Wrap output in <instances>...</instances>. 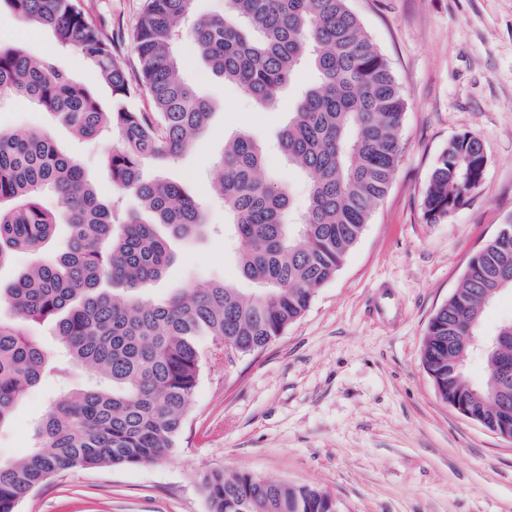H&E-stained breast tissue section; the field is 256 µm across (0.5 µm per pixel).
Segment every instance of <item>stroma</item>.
<instances>
[{"instance_id": "obj_1", "label": "stroma", "mask_w": 512, "mask_h": 512, "mask_svg": "<svg viewBox=\"0 0 512 512\" xmlns=\"http://www.w3.org/2000/svg\"><path fill=\"white\" fill-rule=\"evenodd\" d=\"M387 59L407 103L401 158L388 191L336 278L306 314L253 355L207 356L174 451L136 467H92L48 479L19 512H209L199 478L245 470L333 493L342 512H512V440L466 420L435 393L420 354L426 326L470 256L512 217V0H349ZM135 72L133 30L144 0H84ZM184 72L213 105L206 132L168 170L209 223L224 221L210 192L224 141L238 131L272 142L299 90L303 66L275 109L225 83L191 42ZM0 128L49 129L98 193L112 198L104 157L115 139L75 138L25 102L0 104ZM476 135L488 157L479 189L447 222L420 202L449 140ZM176 262L151 290L239 279L223 233L172 240ZM32 388L0 430V461L36 446L39 418L59 396Z\"/></svg>"}]
</instances>
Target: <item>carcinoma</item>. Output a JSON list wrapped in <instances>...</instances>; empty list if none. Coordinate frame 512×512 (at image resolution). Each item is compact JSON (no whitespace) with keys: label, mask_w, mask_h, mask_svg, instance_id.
<instances>
[{"label":"carcinoma","mask_w":512,"mask_h":512,"mask_svg":"<svg viewBox=\"0 0 512 512\" xmlns=\"http://www.w3.org/2000/svg\"><path fill=\"white\" fill-rule=\"evenodd\" d=\"M195 0H145L133 33L132 78L112 44L87 18L81 0H0L59 50L92 65L110 92L104 106L73 79L56 53L32 56L0 44V100L16 98L54 117L81 139L112 129L106 155L119 195L137 196L139 211L102 201L80 163L42 130H0V267L15 253L47 250L58 227L66 244L50 262L19 271L0 286V428L27 391L77 366L95 379L58 398L38 429L39 446L0 464V512L53 475L100 466L164 460L176 447L203 362L201 343L234 354L256 353L310 307L333 280L384 198L398 167L406 102L388 62L349 10L347 0H225L224 15L193 18ZM261 107L273 108L306 63L316 74L294 102L278 144L306 177L307 204L291 217L286 185L263 175L264 146L240 131L224 141L215 193L224 225L239 244L236 265L255 284L246 297L235 284L177 288L156 300L151 284L175 261L168 239L208 232L205 208L183 186L146 178L149 160L172 161L205 131L212 104L183 77L180 37ZM146 95L153 111L132 101ZM487 157L480 139L448 141L428 179L421 209L439 224L479 186ZM54 194L61 207L42 206ZM512 291V218L470 258L462 279L428 321L423 368L437 395L457 397L468 419L498 422L500 367L512 343L483 353L487 371L470 382L466 340L483 335L486 308ZM51 320L68 362L59 364L25 329ZM200 483L210 512H341L328 492L267 481L253 473L206 472Z\"/></svg>","instance_id":"carcinoma-1"}]
</instances>
